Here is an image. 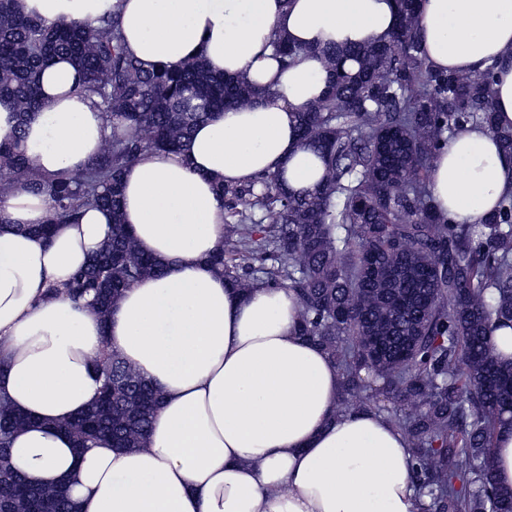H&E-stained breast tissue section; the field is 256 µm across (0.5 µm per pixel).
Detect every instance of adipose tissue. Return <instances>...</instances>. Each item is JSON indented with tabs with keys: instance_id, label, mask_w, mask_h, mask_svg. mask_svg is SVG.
<instances>
[{
	"instance_id": "1",
	"label": "adipose tissue",
	"mask_w": 512,
	"mask_h": 512,
	"mask_svg": "<svg viewBox=\"0 0 512 512\" xmlns=\"http://www.w3.org/2000/svg\"><path fill=\"white\" fill-rule=\"evenodd\" d=\"M50 24L118 8L127 51L142 67L203 56L212 73L247 76L260 95L200 123L179 152L148 150L123 175V222L163 277L127 288L100 316L64 295L73 273L110 237L111 214L86 209L51 241L49 197L29 186L0 196V400L32 419L12 441L15 467L64 490L75 512H421L401 432L365 410L337 413L341 376L298 334L292 291L225 281L211 262L224 240L216 183L283 179L314 191L323 163L298 134V114L328 89L319 54L395 31V0H18ZM419 31L435 69L495 65L500 126H512V0H421ZM309 46L291 65L276 38ZM43 107L27 123L37 178L81 169L112 134L78 73L56 61ZM431 193L444 218L477 224L512 190V159L469 125L441 148ZM50 288L56 299L43 300ZM118 355L161 395L146 443L111 440L78 452L63 423L95 403L91 362Z\"/></svg>"
}]
</instances>
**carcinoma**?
<instances>
[{"mask_svg":"<svg viewBox=\"0 0 512 512\" xmlns=\"http://www.w3.org/2000/svg\"><path fill=\"white\" fill-rule=\"evenodd\" d=\"M419 0H396L386 40L323 50L328 93L299 113L305 147L325 173L312 194L285 191L273 176L220 184L224 242L212 263L241 291L261 283L295 292L298 333L322 348L343 380L338 411L370 409L404 436L423 512H512V491L493 467L499 430L512 426V358L487 334L512 326V194L479 224H452L429 185L448 136L481 125L512 159V129L497 125L495 67L477 73L430 68L418 33ZM284 60L309 52L284 39ZM58 59L82 74L80 91L123 126L97 156L42 189L52 209L19 230L50 237L86 208L112 210V235L74 275L68 294L101 315L123 291L163 274L122 222V175L144 151H175L213 112L258 94L244 76L213 74L201 57L145 70L126 53L117 10L90 23L49 25L0 0V100L18 124L0 143L8 171L0 193L30 179L21 146L42 108L41 76ZM96 404L66 424L80 448L107 433L117 448L144 445L159 394L114 354L94 360ZM27 418L0 400V509L73 512L59 493L26 487L8 449Z\"/></svg>","mask_w":512,"mask_h":512,"instance_id":"1","label":"carcinoma"}]
</instances>
